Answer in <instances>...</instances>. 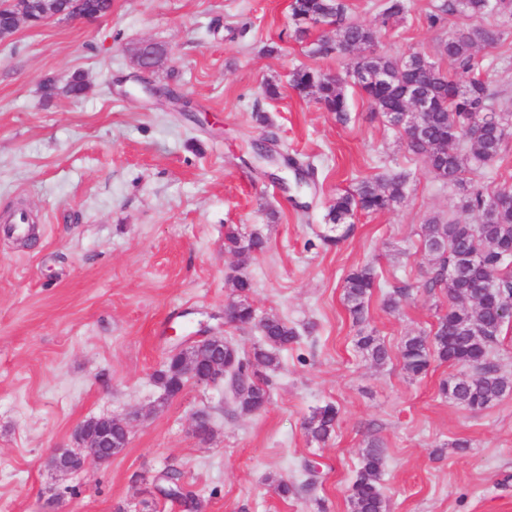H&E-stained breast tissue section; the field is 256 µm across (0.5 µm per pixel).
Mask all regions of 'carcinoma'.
Masks as SVG:
<instances>
[{
    "instance_id": "1",
    "label": "carcinoma",
    "mask_w": 512,
    "mask_h": 512,
    "mask_svg": "<svg viewBox=\"0 0 512 512\" xmlns=\"http://www.w3.org/2000/svg\"><path fill=\"white\" fill-rule=\"evenodd\" d=\"M408 0H385L381 25L405 14ZM346 0H293L291 19L294 34L299 40L307 38L320 17L331 18L336 28V40H320L312 50L315 57L336 54V42L352 41L370 54L371 68L385 80L367 83L355 78L336 81L330 72L320 68L304 67L291 75V86L300 95H317L328 112L336 113L340 121L347 119L348 96L345 84L358 89L368 101L388 109L384 117L396 126L394 111L406 107L413 96L426 98L430 110L419 115L423 126L421 140L408 148L422 159L430 172L457 187L461 193V208L475 212L480 221L465 224L456 219L442 221L433 218L422 225L421 240L424 250L432 256L433 264L423 287L432 292L443 290L454 299L448 312L437 319L428 333L408 336L400 347L404 369L421 376L438 359L462 369L473 365L476 370L466 376H454L441 384L442 393L458 405L481 410L492 406L512 392V378L499 373L491 363L504 324L498 319L500 298L512 296V259L503 256V249L512 246V203L503 202L511 196L512 188L505 187L488 197L483 188L464 178L466 171H476L503 152V146L512 135V113L498 112L492 103L490 75L476 55L480 45L495 46L503 40L504 31L498 27H484L478 21L492 12L489 0H442L438 13L429 16L430 22L446 14L459 19L456 29L441 43V54L455 69L468 75L462 82L436 63L425 60L421 66L407 58L392 57L376 51L378 29L353 20ZM87 91L84 76L76 72L62 87L67 97H80ZM471 125H480L484 134L478 141L462 139V133ZM408 174L398 173L388 178L363 180L352 189L336 193L327 213V220L339 231L326 237L327 243L337 244L352 231L351 219L358 212L379 213L400 204L405 198ZM225 245L243 254L264 249V238L254 232L245 238L229 229L224 235ZM494 284L484 294L481 312L463 305L469 289L484 280ZM377 275L370 265L351 270L344 278V301L356 321L364 318L366 299L376 288ZM239 299L230 304L236 311L235 322L245 325L258 322L261 343L253 348L252 358L239 355L237 348L224 341V365L228 366L225 390L244 412L263 410L270 400L271 385L262 367L270 372L279 369V351L288 348L296 339V331L288 321L276 314L256 318L255 309L248 301L250 280L242 275L235 278ZM356 345L376 363L389 358L386 346L371 333L360 336ZM179 359L167 356L164 369L157 374L165 395L173 397L184 388V379L177 374ZM338 411L332 404L316 409L306 421V431L315 440L324 442L335 432ZM59 471L72 472L80 467L76 454L68 453L50 460ZM383 466L380 444L371 440L364 449L350 494V512H386L385 499L379 486ZM164 490L179 492L177 501L188 510L198 512L201 502L196 495L180 491L179 471L170 466L165 470Z\"/></svg>"
}]
</instances>
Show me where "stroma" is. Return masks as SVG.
<instances>
[{
	"label": "stroma",
	"mask_w": 512,
	"mask_h": 512,
	"mask_svg": "<svg viewBox=\"0 0 512 512\" xmlns=\"http://www.w3.org/2000/svg\"><path fill=\"white\" fill-rule=\"evenodd\" d=\"M437 2L410 0L380 27L378 51L440 61L456 20L431 25ZM292 27L287 0H112L96 22H24L0 41V217L23 211L35 226L28 238L0 235V512H181L157 492L171 465L202 512H349L372 440L384 452L386 512H512V394L464 409L440 390L456 367L436 361L416 377L399 356L405 337L448 309L445 292L422 286V225L478 216L356 89L344 122L292 89L297 68L343 70L311 54L335 29L300 42ZM144 42L166 48L148 79L180 107L156 108L142 93L133 54ZM478 56L494 70L497 108L512 112V32ZM76 72L84 96H45L47 81ZM271 132L313 168L312 186L298 187L290 170L284 188L264 176L251 144ZM400 172L401 205L357 213L345 241L323 242L337 192ZM230 226L263 235L265 250L225 249ZM366 264L377 286L358 324L343 285ZM241 274L258 315H280L298 333L271 374L269 404L245 413L222 388L193 384L166 397L156 374L175 327L214 329L250 356L258 329L224 320ZM397 288L408 299L391 312L384 301ZM366 332L388 349L384 364L358 350ZM328 403L338 424L318 442L304 423ZM200 410L211 418L207 442L192 431ZM102 416L128 422L126 450L108 465L51 469L72 427Z\"/></svg>",
	"instance_id": "35a3bbf8"
}]
</instances>
